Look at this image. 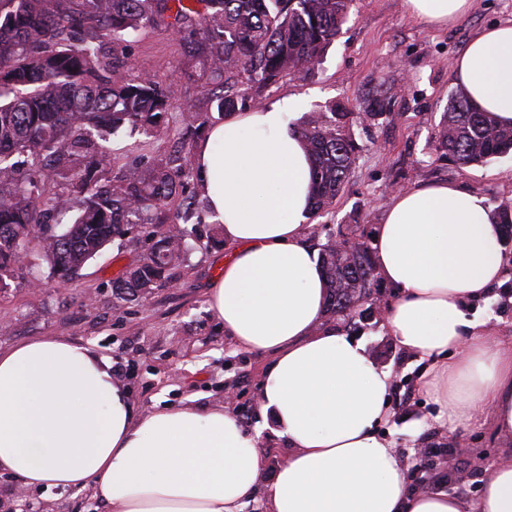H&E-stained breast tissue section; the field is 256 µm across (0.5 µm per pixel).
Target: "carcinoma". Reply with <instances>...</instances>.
I'll return each mask as SVG.
<instances>
[{
	"mask_svg": "<svg viewBox=\"0 0 512 512\" xmlns=\"http://www.w3.org/2000/svg\"><path fill=\"white\" fill-rule=\"evenodd\" d=\"M352 0H0V291L7 273L37 247L49 273L68 282L109 242L138 226L153 241L138 264L112 282L116 298L143 299L164 283L186 251L160 215L186 192L193 174L188 137L208 117L188 104L172 152L98 176L123 127L169 135V97L131 75L118 49L140 30H189L204 45L203 92L231 113L260 104L263 92L289 74L319 64L340 33ZM358 116L332 108L310 114L300 135L313 157L311 210H327L345 191L359 145ZM435 151L463 166L512 153V126L474 107L464 92L448 96ZM24 160H19V157ZM79 196L78 216L62 223L69 197L43 199L53 178ZM504 245L512 244V202L496 208ZM320 253L326 314L354 324L382 295L363 229L333 234Z\"/></svg>",
	"mask_w": 512,
	"mask_h": 512,
	"instance_id": "1",
	"label": "carcinoma"
}]
</instances>
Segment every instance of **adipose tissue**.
<instances>
[{
  "label": "adipose tissue",
  "mask_w": 512,
  "mask_h": 512,
  "mask_svg": "<svg viewBox=\"0 0 512 512\" xmlns=\"http://www.w3.org/2000/svg\"><path fill=\"white\" fill-rule=\"evenodd\" d=\"M471 0H404L433 25ZM470 102L512 125V20L476 31L454 63ZM294 98L212 125L193 153L210 213L224 231V269L210 310L238 348L268 355L259 389L291 448L263 483L261 430L229 407L137 413L108 358L64 336L0 350V473L22 488L92 489L111 512H242L264 492L269 512H512V454L477 503L438 488L410 491L407 465L376 428L390 414V372L326 316V280L305 238L311 158ZM502 228L485 198L451 181L395 193L373 261L395 290L383 327L427 362L420 390L455 431L489 414L512 447V343L468 305L512 281Z\"/></svg>",
  "instance_id": "obj_1"
}]
</instances>
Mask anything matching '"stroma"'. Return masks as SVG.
<instances>
[{"label":"stroma","mask_w":512,"mask_h":512,"mask_svg":"<svg viewBox=\"0 0 512 512\" xmlns=\"http://www.w3.org/2000/svg\"><path fill=\"white\" fill-rule=\"evenodd\" d=\"M470 12L447 27L412 18L403 0H353L340 34L323 62L308 72L288 75L263 94L264 103L295 97L297 121L341 103L355 113L378 111V119L354 125L361 147L345 192L336 200L331 224H358L374 232L394 188L448 180L485 197L495 207L512 201V154L484 165L460 166L439 157L434 137L449 95L454 61L478 29L512 20V0H471ZM136 75L160 84L170 97L171 130L181 127L183 104L195 105L211 122L222 121L216 102L204 95L201 64L188 41L161 28L145 29L126 48ZM168 138L121 131L112 141L108 172L140 156L168 152ZM202 221L193 225L191 248L173 270L171 284L144 301L124 302L112 282L138 263L150 247L137 232L108 244L66 285L42 276L32 288L27 268L16 270L0 291V348L40 336H66L90 345L112 362L137 410L155 404L192 405L205 410L222 406L224 384L233 382L240 396L235 413L247 428L261 429L264 481H272L288 455L285 439L275 433L255 397L271 359L238 349L210 311L207 290L224 267V233L212 221L197 182L188 187ZM504 340L512 339V288L497 289L469 308ZM369 356L392 374L391 414L378 427L395 441L408 464L416 452L433 448L447 461L428 474L427 485L452 489L470 477L468 500H476L484 478L503 454L490 422L476 421L449 432L434 422L436 407L417 387L426 365L408 354L381 325L363 322L355 334ZM29 512H110L91 490H20L14 477L0 474V512L17 499Z\"/></svg>","instance_id":"obj_1"}]
</instances>
